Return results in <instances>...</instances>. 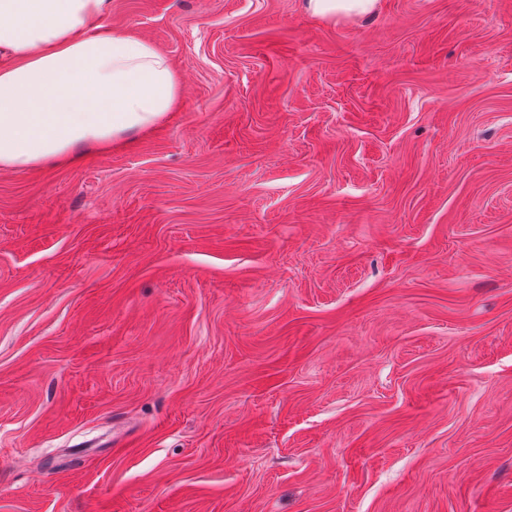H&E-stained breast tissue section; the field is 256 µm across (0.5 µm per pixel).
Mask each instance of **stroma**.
Here are the masks:
<instances>
[{"label": "stroma", "mask_w": 512, "mask_h": 512, "mask_svg": "<svg viewBox=\"0 0 512 512\" xmlns=\"http://www.w3.org/2000/svg\"><path fill=\"white\" fill-rule=\"evenodd\" d=\"M180 106L0 170V512H512V0H111ZM379 0H304L303 6L311 15L336 20V17L363 16L377 9Z\"/></svg>", "instance_id": "obj_1"}]
</instances>
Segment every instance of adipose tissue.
<instances>
[{"label":"adipose tissue","instance_id":"1","mask_svg":"<svg viewBox=\"0 0 512 512\" xmlns=\"http://www.w3.org/2000/svg\"><path fill=\"white\" fill-rule=\"evenodd\" d=\"M110 0H0V168L75 161L151 129L181 101L151 41L103 29Z\"/></svg>","mask_w":512,"mask_h":512}]
</instances>
